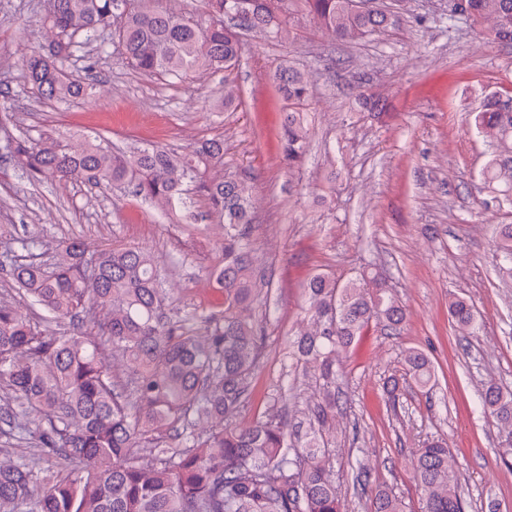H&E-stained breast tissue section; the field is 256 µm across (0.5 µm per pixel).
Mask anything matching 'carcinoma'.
<instances>
[{"instance_id": "cac0c4a2", "label": "carcinoma", "mask_w": 512, "mask_h": 512, "mask_svg": "<svg viewBox=\"0 0 512 512\" xmlns=\"http://www.w3.org/2000/svg\"><path fill=\"white\" fill-rule=\"evenodd\" d=\"M164 2L40 0L38 23L51 42L47 53L21 61L22 77L38 96L67 102L101 94L87 54L94 42L144 75L182 81L199 70L235 69L244 31L285 37L302 17L332 43L356 45L394 24L374 0H203L200 12ZM465 21L512 50V0H465ZM77 62L88 72L83 84L68 73ZM271 78L288 102L281 142L291 167L306 148L312 76L288 64ZM474 127L496 145L481 170L484 188L512 197V95L490 94ZM0 150L33 184L119 186L191 224L193 184L205 218L224 232V264L211 272L224 303L208 312L174 310L165 270L135 245L90 253L70 239L52 264L14 260L9 248L0 254L11 292L29 302L0 301V512H343L331 466L342 409L337 357L373 321L401 331L405 309L383 274L309 280V328L288 357L314 378L315 394L292 425L271 411L239 425L265 344L262 326L244 310L268 293L254 275L252 189L224 173V138L182 150L155 141L127 152L102 136L74 143L43 133L8 139ZM496 250L499 270L512 275V224L498 225ZM448 313L461 333L475 327L467 300H451ZM87 322L99 332L82 330ZM54 323L73 332L59 335ZM404 365L417 386L435 381L422 350H407ZM483 406L511 448L512 392L490 385ZM449 454L439 439L416 451L421 512H465ZM371 512L404 510L379 489Z\"/></svg>"}]
</instances>
